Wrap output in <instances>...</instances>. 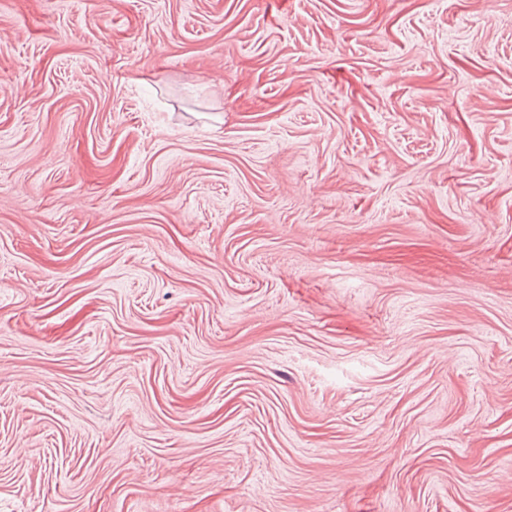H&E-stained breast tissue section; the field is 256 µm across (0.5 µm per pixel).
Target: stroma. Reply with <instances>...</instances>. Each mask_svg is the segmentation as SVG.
<instances>
[{
	"label": "stroma",
	"mask_w": 512,
	"mask_h": 512,
	"mask_svg": "<svg viewBox=\"0 0 512 512\" xmlns=\"http://www.w3.org/2000/svg\"><path fill=\"white\" fill-rule=\"evenodd\" d=\"M0 512H512V0H0Z\"/></svg>",
	"instance_id": "35a3bbf8"
}]
</instances>
